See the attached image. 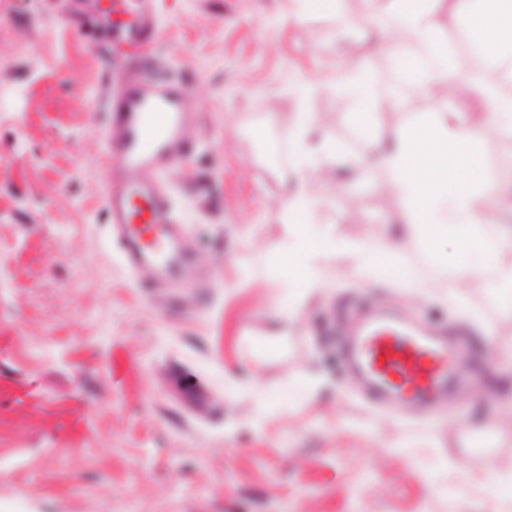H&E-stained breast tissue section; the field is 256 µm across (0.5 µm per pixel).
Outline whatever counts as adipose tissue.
Returning a JSON list of instances; mask_svg holds the SVG:
<instances>
[{"mask_svg": "<svg viewBox=\"0 0 512 512\" xmlns=\"http://www.w3.org/2000/svg\"><path fill=\"white\" fill-rule=\"evenodd\" d=\"M365 4L366 19L373 25L371 51L387 52L397 60L415 52L430 55L439 71L454 77L452 84L437 87V94H476L489 104L480 121L459 112L422 113L412 124L376 140L368 166L385 172L384 190L394 210L440 273L469 265L486 287L498 293L512 291V266L500 261L502 254L512 252V227L501 222L503 212L512 210V157L492 170L480 155L485 128L512 137V96L485 78L490 64L512 47V0H392L390 21L384 25L376 21L374 0ZM441 11L466 26L472 47L468 77H457L454 57L439 35ZM335 94L351 105L360 128L368 131L377 111L395 106L403 90L396 84L383 90L366 60L355 58L347 63ZM322 123L320 115L309 114L305 128L291 138L295 186L277 213L286 241L282 251L269 257L306 290L316 287L327 256L335 251L359 254L369 267H400L405 261L404 242L346 243L310 227L319 201L306 183L333 168L344 153L331 138L308 145L307 131Z\"/></svg>", "mask_w": 512, "mask_h": 512, "instance_id": "ef3b65f1", "label": "adipose tissue"}]
</instances>
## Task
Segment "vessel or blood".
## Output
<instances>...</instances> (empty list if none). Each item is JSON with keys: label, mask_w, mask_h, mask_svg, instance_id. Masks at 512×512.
<instances>
[{"label": "vessel or blood", "mask_w": 512, "mask_h": 512, "mask_svg": "<svg viewBox=\"0 0 512 512\" xmlns=\"http://www.w3.org/2000/svg\"><path fill=\"white\" fill-rule=\"evenodd\" d=\"M106 22L112 39L142 52L159 42L155 0H111ZM187 95L181 82L133 71L106 104L105 201L112 240L133 274L151 265L176 276L185 265L168 256L180 223L164 176L191 148L182 123ZM345 349L374 403L426 401L459 382L453 345L370 310Z\"/></svg>", "instance_id": "1"}]
</instances>
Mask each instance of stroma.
I'll return each instance as SVG.
<instances>
[{"mask_svg":"<svg viewBox=\"0 0 512 512\" xmlns=\"http://www.w3.org/2000/svg\"><path fill=\"white\" fill-rule=\"evenodd\" d=\"M97 3L0 0V512H512V485L486 488V464L512 474V417L487 416L484 348L512 342V300L434 273L415 244L416 291L337 252L301 298L266 262L294 183L275 146L304 112L346 150L307 185L317 229H403L332 92L367 50L362 0H344L345 22L296 19L291 0H160L152 68L190 87L193 150L165 188L194 277L148 296L155 270L130 275L112 243L101 163L107 78L136 54ZM445 110L486 104L412 93L378 123ZM367 304L464 339L479 381L430 410L369 404L343 354ZM471 431L492 458L465 456Z\"/></svg>","mask_w":512,"mask_h":512,"instance_id":"stroma-1","label":"stroma"}]
</instances>
